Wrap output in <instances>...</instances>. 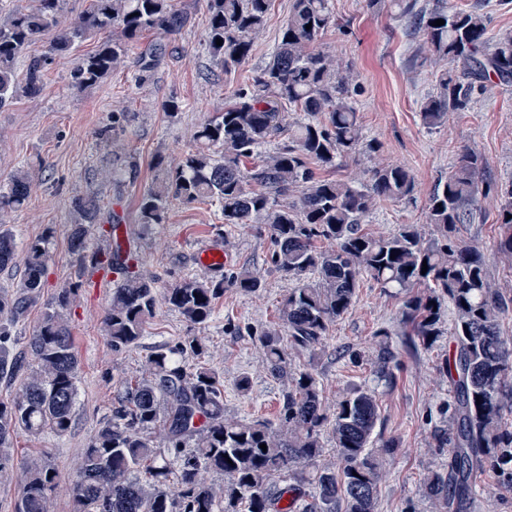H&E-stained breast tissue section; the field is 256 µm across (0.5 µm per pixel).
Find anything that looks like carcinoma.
<instances>
[{
	"instance_id": "obj_1",
	"label": "carcinoma",
	"mask_w": 512,
	"mask_h": 512,
	"mask_svg": "<svg viewBox=\"0 0 512 512\" xmlns=\"http://www.w3.org/2000/svg\"><path fill=\"white\" fill-rule=\"evenodd\" d=\"M205 2L206 45L228 71L250 55L254 37L266 26L270 0ZM393 6L422 33L430 51L448 61L440 94L421 104L425 125L469 111L493 78L512 84V32L489 36L487 14L441 6L423 10L416 0H393ZM60 12L61 0H36L0 26V108L38 92L50 55H66L110 32L94 53L77 60L73 84L82 88L120 67L143 33L174 34L186 22L173 0H87L64 26ZM438 19L445 24L433 25ZM332 24L329 0H293L268 63L198 128L193 148L176 166L163 168L137 207L138 224L146 230L165 223L174 201L215 203L226 227L268 229L273 267L294 280L278 321L254 334L271 375L283 384L278 419L226 417L223 380L202 362L207 346L187 336L152 356L145 375L121 382L112 417L81 449L72 512H377L385 465L400 442L376 432L375 391L356 388L330 409L316 373L292 368L295 359L317 354L329 326L351 308L365 280L401 298L407 335L427 345L443 335V304L453 308L455 344L443 372L454 392L443 409L447 423L432 432L436 447L448 451V467L424 479L422 496L430 512H463L479 493L475 473L487 467L498 474L500 488L512 490V430L503 402L512 379V345L500 332L512 297L494 286L484 253L459 237L460 226L475 220L480 198L496 192L503 201L493 248L512 261V184L503 189L482 178L484 158L464 150L429 195L426 223L432 239L419 224H404L389 235L366 230L363 224L378 204L413 197L416 184L407 168L381 162L359 179L322 175L346 158L379 152V144L364 135L352 102L351 66L316 49ZM52 29L56 35L48 54L29 59L25 74L18 75L16 65L27 47ZM290 112H302L304 119L289 122ZM274 141V150L265 151ZM137 175L133 161L112 169L115 182H133ZM32 186L31 172L20 168L8 191L0 192V270L20 257L4 217L24 206ZM72 209L69 238L81 254L101 223L102 205L88 195L75 198ZM54 237L49 226L27 243L20 257L22 292L15 298L0 295V381L23 377L18 395L0 402L1 478L14 468L12 444L19 432L63 436L73 424L79 360L66 310L74 290H61L46 304L24 351L15 352L12 341L16 319L41 293ZM91 265L120 275L104 320L116 351L137 346L161 299L189 323L205 326L224 289L256 293L264 287L258 271L242 267L227 278L186 277L160 290L135 270L129 251L97 252ZM377 335L370 364L377 379L390 383L398 361L389 333ZM185 354L198 360L191 370L174 359ZM173 457L181 459L176 469ZM23 472L16 512H52L59 475L50 456L25 463ZM209 473L222 482L207 481Z\"/></svg>"
}]
</instances>
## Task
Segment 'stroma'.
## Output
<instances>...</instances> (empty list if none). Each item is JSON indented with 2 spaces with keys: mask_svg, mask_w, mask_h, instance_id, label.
<instances>
[{
  "mask_svg": "<svg viewBox=\"0 0 512 512\" xmlns=\"http://www.w3.org/2000/svg\"><path fill=\"white\" fill-rule=\"evenodd\" d=\"M187 24L179 34L146 33L130 48L118 71L99 84L81 90L72 86L78 57L92 52L97 42H83L75 53L57 56L47 65L35 98H21L0 109V189H8L19 168L33 174L34 184L25 206L9 217L18 247L55 229L51 257L39 299L15 324L14 349L23 351L36 330L45 305L61 290L76 287L70 327L79 358L78 395L71 431L31 437L18 433L13 441L16 460L48 452L59 473L53 512H70L69 486L77 468L79 449L87 447L111 413L122 380L139 377L147 358L169 350L187 336L205 337L206 362L224 379V412L231 418L276 420L281 406V383L273 378L255 347L253 332L279 316L290 287L288 277L269 264L267 231L250 224L224 238V220L206 204L174 202L165 223L142 229L136 219L140 194L156 177V156L176 163L192 145L195 127L220 112L230 93L245 77L268 61L291 0H272L265 31L254 42L248 59L235 71L224 72L207 52L205 0H174ZM336 24L317 41L318 49L349 64L359 88L354 96L363 131L381 145L380 160L408 168L416 182L412 201L380 203L370 214L368 229L387 234L402 224H425L426 203L435 182L448 173L459 153L470 148L486 162L485 178L512 183V85L490 86L467 112L449 113L434 128L421 119L420 104L436 93L446 61L433 55L421 34L411 33L390 0L368 8L365 0H330ZM163 50L154 69L141 71L138 56L155 44ZM182 105L178 114L165 111L167 101ZM131 159L138 166L134 182L115 183L113 166ZM95 193L104 214H117L126 230L124 246L137 258L144 276L165 288L201 273L195 251L206 243L225 244L228 271L247 266L259 270V292L225 289L213 320L190 325L174 309L159 305L149 319L140 344L116 352L103 331L111 293L108 280L91 281L89 262L74 253L68 225L73 198ZM501 200L482 198L474 223L460 235L487 253L492 279L512 294V268L491 254L499 229ZM443 336L430 348L407 351L400 303L370 280L364 281L350 310L333 323L315 361L297 360L296 368H312L328 403L349 389L365 385L375 390L383 417L384 435L398 437L401 448L380 486L378 512H428L421 485L429 471L447 466L431 437L447 403L450 386L439 368L453 338L451 311L442 317ZM391 335L399 366L393 384L378 382L368 361L354 362L358 351L376 348L379 330ZM252 377V389L241 395L236 380Z\"/></svg>",
  "mask_w": 512,
  "mask_h": 512,
  "instance_id": "35a3bbf8",
  "label": "stroma"
}]
</instances>
